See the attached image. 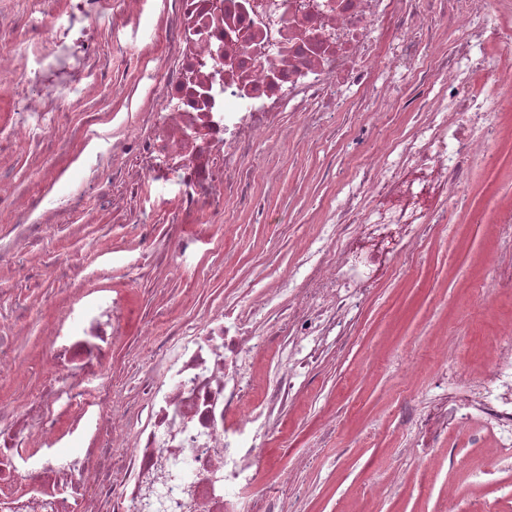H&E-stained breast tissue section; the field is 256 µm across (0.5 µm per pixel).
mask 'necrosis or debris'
Returning a JSON list of instances; mask_svg holds the SVG:
<instances>
[{"label": "necrosis or debris", "mask_w": 512, "mask_h": 512, "mask_svg": "<svg viewBox=\"0 0 512 512\" xmlns=\"http://www.w3.org/2000/svg\"><path fill=\"white\" fill-rule=\"evenodd\" d=\"M436 0H160L165 32L149 74L147 105L134 119L108 114L101 137L90 126L79 149L54 143L53 125L71 102L103 91L98 33L140 28L145 0H0V77L10 109L0 114V263L16 279L63 281L65 308L44 304L46 382L32 391L12 339L26 317L0 324V512H281L295 468L268 442L286 443L283 413L296 380H316L321 340L344 350L358 332L357 309L381 277L412 275L427 239L448 215L466 208L472 172L512 138V0H448V42H433ZM390 33L382 55L377 33ZM36 48L29 67L22 44ZM445 92L428 98L429 85ZM354 91L367 119L380 127L377 146L355 152L359 179L325 210L309 237L290 241L294 263L272 273L265 288L183 321L164 341L157 323L135 313L129 291L113 282L106 301L86 300V269L49 253L41 270L28 254L45 228L69 217L96 223L100 208L132 216L140 240L137 265L164 283L186 255L223 223L228 202L249 203L247 189L274 172L240 161L262 147L281 157L295 143L317 145L327 114L342 111ZM291 122H283V114ZM30 158L41 183L54 185L72 165L87 176L100 205L69 193H38L18 204L4 159ZM176 186L168 209L164 259H156L154 217L131 211L143 188ZM136 384L110 376L112 353L129 335ZM497 357L466 378L461 413L447 399L431 413L408 397L396 417L415 424L433 447L449 427L479 413L512 436V405L497 391L512 379V322L494 336ZM277 368L264 387L261 362ZM98 384L85 392L88 378Z\"/></svg>", "instance_id": "obj_1"}]
</instances>
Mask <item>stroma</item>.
I'll return each instance as SVG.
<instances>
[{
    "label": "stroma",
    "instance_id": "1",
    "mask_svg": "<svg viewBox=\"0 0 512 512\" xmlns=\"http://www.w3.org/2000/svg\"><path fill=\"white\" fill-rule=\"evenodd\" d=\"M353 127L359 149L370 147L376 132L353 116L337 117L317 148H299L276 166L284 186L277 195L261 194V206L244 210L228 205L226 226L214 231L183 264L180 279L165 290L135 274L125 276L142 314H152L161 301L177 305L182 318L218 304L235 288L265 286L268 274L287 268L294 258L288 235H308L307 219L322 203H337V183L355 178L351 151L344 142ZM512 173V152L474 172L476 195L472 221H450L445 234L426 242L417 271L407 280L376 289L360 312L359 333L342 355H328L316 384L298 378L297 407L284 417L288 445L280 449L282 463L296 467V486L281 503L283 512H359L365 484H381L384 494L374 512H444L449 488L458 492L457 512H512V447L500 448L497 430L481 420L465 429L449 428L433 452L415 447V428L395 419L393 410L404 393L399 377L403 359L417 361L422 372L414 381L423 401L441 394L444 376L462 380L480 372L495 358L492 337L500 321L512 320V291H492L489 302L474 304L463 281L487 277L488 255L500 267H512V247L499 243L490 222L499 183ZM48 247L29 255L40 268L50 251L73 255L94 268L111 269L113 244L136 248L128 228L102 211L98 223L53 224ZM239 257L233 275H224L218 257L225 248ZM208 279L203 296L188 300L190 281ZM57 294L44 282L11 280L0 273V314L13 317L34 299ZM454 331L458 346L449 348L447 362L432 354L441 333ZM375 368L363 378L364 365ZM334 409L339 432L319 440L327 409Z\"/></svg>",
    "mask_w": 512,
    "mask_h": 512
}]
</instances>
